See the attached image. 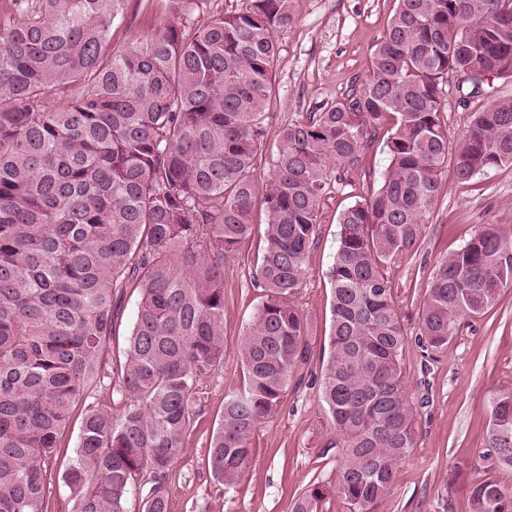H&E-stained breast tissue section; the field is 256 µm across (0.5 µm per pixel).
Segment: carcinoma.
I'll return each mask as SVG.
<instances>
[{"label": "carcinoma", "instance_id": "cac0c4a2", "mask_svg": "<svg viewBox=\"0 0 512 512\" xmlns=\"http://www.w3.org/2000/svg\"><path fill=\"white\" fill-rule=\"evenodd\" d=\"M167 18L104 58L127 0H0V512H45L47 464L74 405L101 377L126 290L140 302L117 392L118 418L90 410L62 474L72 512H127L148 471L142 512H169L172 464L185 452L194 395L224 362V262L266 215L253 284L262 301L241 337L245 387L224 395L207 463L231 487L252 436L311 355L293 304L317 238L332 165L352 169L386 124L379 188L338 216L323 418L340 436L335 492L347 512H377L414 446L400 356L407 333L385 263L413 247L440 175L460 183L512 164V97L469 113L454 149L442 86L512 55V0H397L358 90L279 133L264 184L254 160L289 0H243L226 15L205 0H161ZM512 288V236L486 224L437 266L420 313L422 347L448 346L463 317ZM487 447L512 466V391L493 398ZM313 486L291 512H321ZM470 512H512L486 477Z\"/></svg>", "mask_w": 512, "mask_h": 512}]
</instances>
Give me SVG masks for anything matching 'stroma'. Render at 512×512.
Instances as JSON below:
<instances>
[{"instance_id": "obj_1", "label": "stroma", "mask_w": 512, "mask_h": 512, "mask_svg": "<svg viewBox=\"0 0 512 512\" xmlns=\"http://www.w3.org/2000/svg\"><path fill=\"white\" fill-rule=\"evenodd\" d=\"M395 5L396 0H292L294 22L276 35L279 57L265 136L255 160L257 179H265L270 171L283 126L343 101L364 79ZM157 15L155 0H130L126 18L104 54L149 35ZM386 165L384 144L378 141L356 169L329 171L318 239L294 296L308 326L310 360L291 372L281 407L252 437L247 472L229 488L213 477L208 446L225 394L243 382L239 342L261 302L253 274L264 247L262 232H255L226 260L224 362L201 382L195 396L196 421L185 439L187 451L169 472L170 512H290L307 488L335 484L342 462L340 437L324 422L317 393L321 350L329 333L326 272L336 251L339 213L376 190ZM440 181L418 243L387 267L408 336L401 367L413 410L415 446L397 462L392 487L377 512H470L468 489L488 476L512 495V467L497 465L485 442L492 398L512 389V288L503 289L483 316L463 320L445 350L430 355L417 342L419 309L439 262L483 225L512 231V165L466 183L457 182L448 167ZM138 301L132 291L124 297L122 323L103 356L109 376H116L125 363ZM124 404L105 383L75 406L49 463L52 486L46 512H72V494L61 476L74 455L86 411L103 409L117 417Z\"/></svg>"}]
</instances>
